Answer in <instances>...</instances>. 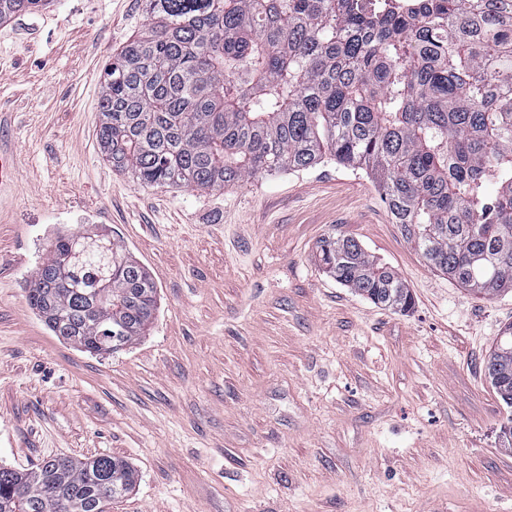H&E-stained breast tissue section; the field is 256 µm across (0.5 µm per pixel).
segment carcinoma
Instances as JSON below:
<instances>
[{
  "mask_svg": "<svg viewBox=\"0 0 512 512\" xmlns=\"http://www.w3.org/2000/svg\"><path fill=\"white\" fill-rule=\"evenodd\" d=\"M47 0H0V22ZM102 75L99 146L145 186L222 191L323 162L373 176L425 262L484 297L512 291V0H147ZM319 262L407 312L397 273L328 236ZM54 335L93 355L145 335L157 286L118 244L60 235L27 288ZM512 407V324L484 361ZM136 471L109 455L0 466V512H105Z\"/></svg>",
  "mask_w": 512,
  "mask_h": 512,
  "instance_id": "obj_1",
  "label": "carcinoma"
}]
</instances>
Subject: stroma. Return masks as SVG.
Wrapping results in <instances>:
<instances>
[{
  "instance_id": "35a3bbf8",
  "label": "stroma",
  "mask_w": 512,
  "mask_h": 512,
  "mask_svg": "<svg viewBox=\"0 0 512 512\" xmlns=\"http://www.w3.org/2000/svg\"><path fill=\"white\" fill-rule=\"evenodd\" d=\"M145 0H49L0 23V465L110 455L137 471L108 512H512V419L483 363L512 292L433 271L372 178L333 164L197 192L104 161L101 72ZM103 232L159 308L123 351L50 332L26 287L58 232ZM356 239L412 292L376 307L316 246Z\"/></svg>"
}]
</instances>
